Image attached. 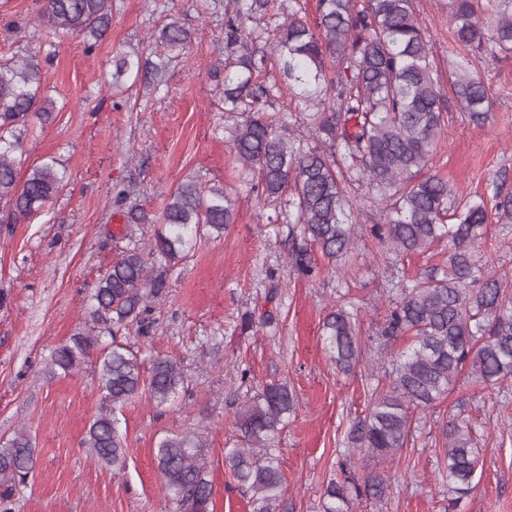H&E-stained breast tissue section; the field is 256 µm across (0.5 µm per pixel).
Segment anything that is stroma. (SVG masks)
I'll return each instance as SVG.
<instances>
[{
	"label": "stroma",
	"mask_w": 512,
	"mask_h": 512,
	"mask_svg": "<svg viewBox=\"0 0 512 512\" xmlns=\"http://www.w3.org/2000/svg\"><path fill=\"white\" fill-rule=\"evenodd\" d=\"M44 2L0 0V59L42 60L43 84L56 102L49 124L31 121L18 176L50 160L68 175L39 217L0 223V442L27 430L37 457L33 478L13 489L14 512H179L158 488L156 445L165 435L193 431L205 442L209 512H252L224 468V451L239 438L234 416L246 395L281 382L297 401L275 442L287 512H319L323 487L340 475L350 432L368 413L378 382L371 364L409 344L405 336L388 343L380 337L388 306L400 282L447 263V242L421 254L383 256L371 228L386 223V204L357 186L350 193L361 225L357 259L337 273L314 250V276L298 274L289 265L287 227L269 223L272 206L242 183L224 141V85L212 72L224 49L226 0H112L111 24L92 46L40 22ZM448 3L416 0L448 107L432 171L456 198L488 202L495 187L512 193V53L471 55L492 102L486 120L472 122L450 87L457 55ZM172 21L192 36L184 50H170L158 37ZM133 50L171 56L160 82L113 86V55ZM189 179L237 198L236 221L221 238H201L169 269L150 302L151 335L127 332L143 363L158 355L180 361L185 384L172 403L140 397L123 408L126 467L104 468L83 445L100 409L97 364L90 359L70 374L55 373L51 354L89 328L101 272L126 248L165 232L161 213ZM127 184L134 188L128 202L107 198V188ZM132 205L145 222L127 223ZM340 288L360 305L362 363L349 374L337 370L322 336ZM247 314L254 320L248 330ZM456 415L469 419L472 445L484 459L457 512H512V378L484 390L465 375L436 408L416 412L399 464L352 457L357 474L393 479L384 501L359 500L351 512H448V489L435 475L442 428Z\"/></svg>",
	"instance_id": "1"
}]
</instances>
